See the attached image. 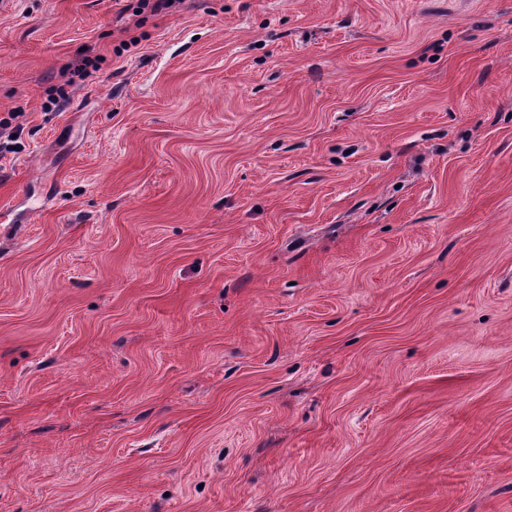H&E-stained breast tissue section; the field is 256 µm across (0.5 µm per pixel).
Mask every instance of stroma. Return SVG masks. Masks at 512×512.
<instances>
[{"mask_svg": "<svg viewBox=\"0 0 512 512\" xmlns=\"http://www.w3.org/2000/svg\"><path fill=\"white\" fill-rule=\"evenodd\" d=\"M137 4L0 0V512H512V0Z\"/></svg>", "mask_w": 512, "mask_h": 512, "instance_id": "stroma-1", "label": "stroma"}]
</instances>
